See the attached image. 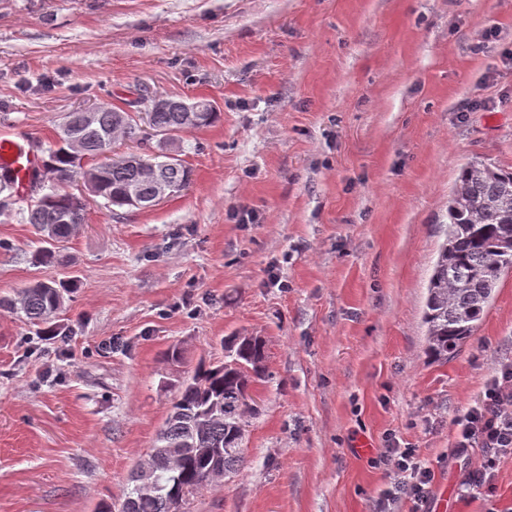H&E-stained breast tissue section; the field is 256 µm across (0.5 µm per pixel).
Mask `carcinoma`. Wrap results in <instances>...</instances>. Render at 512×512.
Instances as JSON below:
<instances>
[{
	"label": "carcinoma",
	"instance_id": "obj_1",
	"mask_svg": "<svg viewBox=\"0 0 512 512\" xmlns=\"http://www.w3.org/2000/svg\"><path fill=\"white\" fill-rule=\"evenodd\" d=\"M216 118L205 101L197 102L195 112L177 104L151 107L149 125L158 136L153 146L150 138L138 137L130 112L99 105L87 114L67 113L42 170L33 176L22 212L26 223L47 238L40 258L64 264L60 249L83 223L84 206L68 187L85 179L108 207H151L160 189L174 194L188 184L189 172L176 147L179 134L207 127ZM135 138L139 160L99 161L117 142ZM447 217L423 313L426 350L434 358L455 353L474 335L502 275L512 269V172L478 161L462 167ZM67 288L61 281H38L15 297H0V308L24 314L51 340L59 335L53 318ZM224 349V363L199 365L183 385L118 512H182L189 495L219 482L210 474L217 448L224 450V473L243 464L244 418L252 410L251 385L265 377V343L259 336H231Z\"/></svg>",
	"mask_w": 512,
	"mask_h": 512
}]
</instances>
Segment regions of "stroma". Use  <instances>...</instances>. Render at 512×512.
<instances>
[{
    "label": "stroma",
    "instance_id": "stroma-1",
    "mask_svg": "<svg viewBox=\"0 0 512 512\" xmlns=\"http://www.w3.org/2000/svg\"><path fill=\"white\" fill-rule=\"evenodd\" d=\"M145 94L218 111L180 136L186 189L89 197L64 268L0 223V295L77 281L56 339L0 311V512L119 507L182 383L238 333L269 373L244 463L184 512H371L391 435L452 512H486L455 420L512 359V270L448 358L422 313L460 168L512 171V0H0V126L47 147L68 112ZM243 208L255 222L228 219Z\"/></svg>",
    "mask_w": 512,
    "mask_h": 512
}]
</instances>
